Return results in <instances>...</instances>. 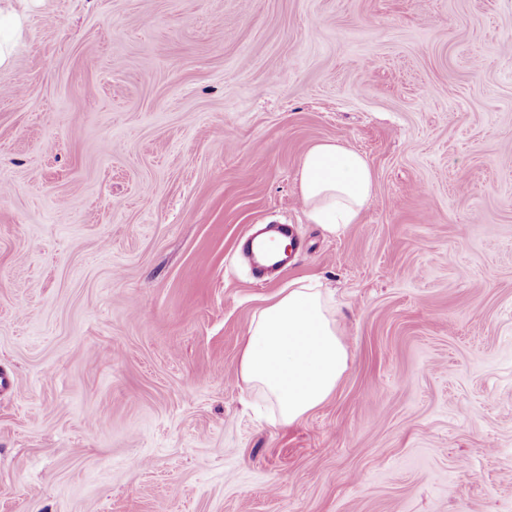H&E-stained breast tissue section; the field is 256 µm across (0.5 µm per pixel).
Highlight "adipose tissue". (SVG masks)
I'll return each instance as SVG.
<instances>
[{"label": "adipose tissue", "instance_id": "ef3b65f1", "mask_svg": "<svg viewBox=\"0 0 512 512\" xmlns=\"http://www.w3.org/2000/svg\"><path fill=\"white\" fill-rule=\"evenodd\" d=\"M373 171L358 152L323 140L303 154L299 191L312 223L328 231L355 223L370 200ZM336 309L319 279L289 284L253 315L239 361L241 381L291 425L324 404L348 368Z\"/></svg>", "mask_w": 512, "mask_h": 512}]
</instances>
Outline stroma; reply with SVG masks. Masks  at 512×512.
Here are the masks:
<instances>
[{"label":"stroma","mask_w":512,"mask_h":512,"mask_svg":"<svg viewBox=\"0 0 512 512\" xmlns=\"http://www.w3.org/2000/svg\"><path fill=\"white\" fill-rule=\"evenodd\" d=\"M0 512H512V0H10ZM358 223H310L313 143ZM291 224L257 284L238 242ZM333 295L300 422L239 378L255 311ZM373 188L374 175L367 160L336 140L314 143L302 156L299 191L307 216L330 232L355 224Z\"/></svg>","instance_id":"1"}]
</instances>
